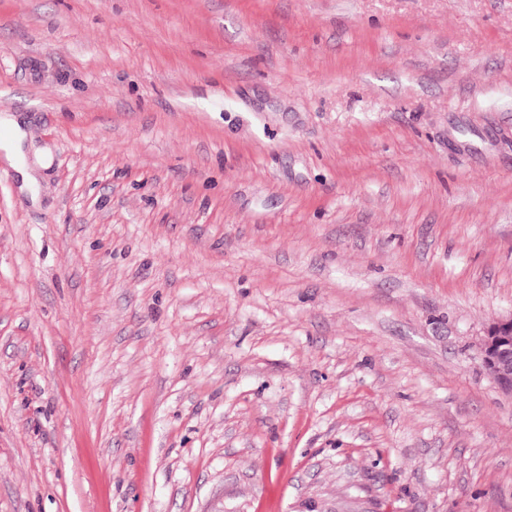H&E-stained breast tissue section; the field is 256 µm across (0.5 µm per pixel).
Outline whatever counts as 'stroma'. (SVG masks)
I'll list each match as a JSON object with an SVG mask.
<instances>
[{
	"label": "stroma",
	"mask_w": 512,
	"mask_h": 512,
	"mask_svg": "<svg viewBox=\"0 0 512 512\" xmlns=\"http://www.w3.org/2000/svg\"><path fill=\"white\" fill-rule=\"evenodd\" d=\"M0 512H512V0H0ZM481 360L491 375L503 363L512 365V316L497 318L487 327L481 344Z\"/></svg>",
	"instance_id": "stroma-1"
}]
</instances>
